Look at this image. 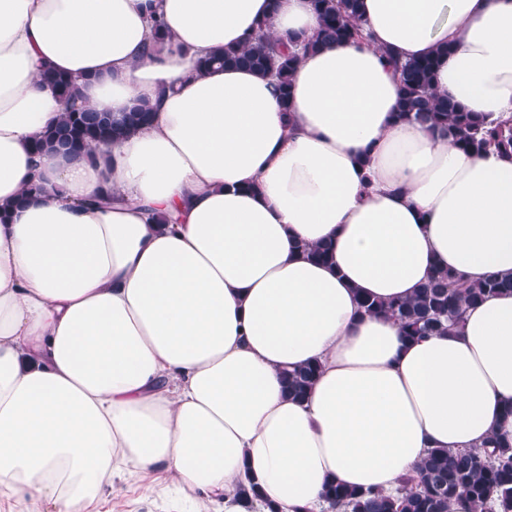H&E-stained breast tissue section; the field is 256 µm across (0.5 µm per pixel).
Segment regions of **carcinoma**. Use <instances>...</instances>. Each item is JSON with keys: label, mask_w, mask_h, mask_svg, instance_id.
Returning a JSON list of instances; mask_svg holds the SVG:
<instances>
[{"label": "carcinoma", "mask_w": 512, "mask_h": 512, "mask_svg": "<svg viewBox=\"0 0 512 512\" xmlns=\"http://www.w3.org/2000/svg\"><path fill=\"white\" fill-rule=\"evenodd\" d=\"M312 5L320 28L311 37L289 47L270 42L261 31L248 45L227 47L204 60L202 66L247 67L260 75L272 74L279 79L283 101H288L300 52L368 37L358 0H312ZM449 52L450 48L441 47L432 57L391 60L401 86L397 117L419 122L472 153L493 148L512 155V123H487L435 91L436 67L440 57ZM43 82L65 103V109L60 121L36 142L37 153L79 154L90 142L114 143L152 119L151 109L142 103L119 115L85 108L79 105L76 82L52 69L44 71ZM503 293H512V275L490 274L465 283L452 272L438 270L412 296L388 301L363 298L360 309L365 315L390 316L399 322L405 336L414 340L458 326L466 307ZM318 372L314 364L285 372L288 395L305 398ZM324 498L334 512H452L454 505L462 512H512V444L495 438L464 451L432 449L392 493L330 483Z\"/></svg>", "instance_id": "cac0c4a2"}]
</instances>
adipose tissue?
<instances>
[{"label": "adipose tissue", "mask_w": 512, "mask_h": 512, "mask_svg": "<svg viewBox=\"0 0 512 512\" xmlns=\"http://www.w3.org/2000/svg\"><path fill=\"white\" fill-rule=\"evenodd\" d=\"M359 13L368 40L304 54L285 101L273 76L201 62L312 35L311 0H0V498L89 512L160 473L145 494L186 512H325L329 483L387 493L431 449L512 441V294L418 342L359 311L437 269L512 273V160L397 119L391 64L451 46L435 90L512 119V0ZM46 64L84 106L146 103L152 123L35 155L62 117ZM306 364L292 399L282 373ZM319 369L315 364H307L284 373L288 395L293 399H304L313 386Z\"/></svg>", "instance_id": "adipose-tissue-1"}]
</instances>
